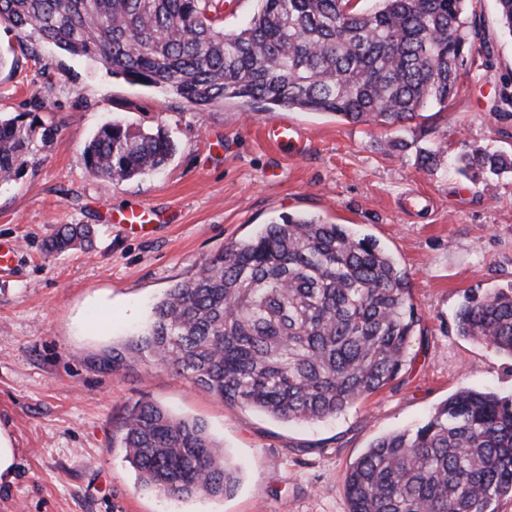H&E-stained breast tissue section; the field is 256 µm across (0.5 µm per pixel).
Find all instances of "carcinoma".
I'll list each match as a JSON object with an SVG mask.
<instances>
[{
	"mask_svg": "<svg viewBox=\"0 0 512 512\" xmlns=\"http://www.w3.org/2000/svg\"><path fill=\"white\" fill-rule=\"evenodd\" d=\"M249 23L224 30V0H0L21 55L48 43L99 61L131 84L203 108L227 99L298 109L352 124L411 122L448 103L477 65L471 0H256ZM496 115L512 119L502 87ZM36 114H0V180L54 143ZM176 146L161 127L103 124L81 159L122 182L154 171ZM460 171L490 191L512 155L474 148ZM90 237L80 224L47 241L63 253ZM460 335L512 358V286L470 298ZM418 322L407 272L371 236L283 214L176 283L153 308L142 343L228 406L283 420L336 417L394 382ZM141 484L164 495L223 497L238 468L204 423L134 404L119 440ZM349 512H498L512 499V394L462 389L420 426L376 438L344 480Z\"/></svg>",
	"mask_w": 512,
	"mask_h": 512,
	"instance_id": "1",
	"label": "carcinoma"
}]
</instances>
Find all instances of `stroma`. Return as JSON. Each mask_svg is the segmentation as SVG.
I'll list each match as a JSON object with an SVG mask.
<instances>
[{
  "label": "stroma",
  "mask_w": 512,
  "mask_h": 512,
  "mask_svg": "<svg viewBox=\"0 0 512 512\" xmlns=\"http://www.w3.org/2000/svg\"><path fill=\"white\" fill-rule=\"evenodd\" d=\"M472 4L487 66L404 132L236 100L195 109L50 45L15 59L16 32L0 24V113L34 112L59 129L49 149L0 181V240L17 247L14 268L0 273V431L17 455L0 512H349L344 476L374 439L415 427L460 389L512 393V360L455 325L466 295L512 285V175L487 193L455 164L475 147L512 153V120L492 108L496 90L512 85V35L496 0ZM115 117L165 129L174 156L121 183L95 177L81 151ZM277 121L301 131L299 151L267 138ZM398 136L408 149L391 148ZM423 150L438 151L437 168H419ZM140 207L164 222L141 234L113 223V210ZM288 213L377 239L407 272L420 318L398 378L323 421L224 405L139 347L169 288ZM64 224L90 225L91 241L47 253ZM139 401L202 421L240 468L235 492L177 498L142 486L118 440Z\"/></svg>",
  "instance_id": "35a3bbf8"
}]
</instances>
